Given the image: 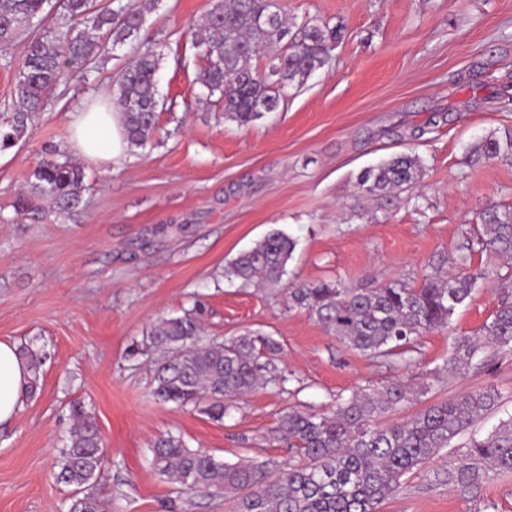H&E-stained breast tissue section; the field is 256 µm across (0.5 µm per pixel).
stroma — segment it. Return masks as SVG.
<instances>
[{"instance_id": "35a3bbf8", "label": "stroma", "mask_w": 512, "mask_h": 512, "mask_svg": "<svg viewBox=\"0 0 512 512\" xmlns=\"http://www.w3.org/2000/svg\"><path fill=\"white\" fill-rule=\"evenodd\" d=\"M280 2L288 17L343 24L346 37L278 111L241 127L196 101L203 60L191 31L210 0H159L144 29L165 45L158 128L145 147L85 162L82 210L33 221L13 203L46 148L70 147L71 112L111 98L136 42L105 49L88 79L75 75L56 89L26 143L0 151V342L42 359L36 393L0 427V512H68L75 488L59 479L58 459L74 400L96 419L106 450L100 490L112 512H166L178 497L185 512H228L223 500L180 494L155 471L158 436L229 462L284 463L294 452L271 434L281 412L330 410L338 394L395 373L419 395L392 420L490 388L501 398L474 431L487 434L512 414L511 353L487 349L485 365L462 376L442 370L455 336L477 331L497 306L499 275L511 264L496 254L473 255V267L493 278L478 283L447 328L418 337L412 366L396 372L289 309L286 291L224 276L228 261L274 229L297 242L291 284L417 282L437 266L455 274L450 261L480 232V210L512 209V165L466 162L473 146L512 127V111L500 107L512 95V0ZM404 153L423 164L412 194L386 209L357 199L362 170ZM197 302L206 338L258 331L276 339L285 390L258 388L221 422L158 402L150 358L132 349L159 317ZM452 448L404 476L380 512H472L430 480L451 464Z\"/></svg>"}]
</instances>
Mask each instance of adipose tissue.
Listing matches in <instances>:
<instances>
[{
  "label": "adipose tissue",
  "instance_id": "obj_1",
  "mask_svg": "<svg viewBox=\"0 0 512 512\" xmlns=\"http://www.w3.org/2000/svg\"><path fill=\"white\" fill-rule=\"evenodd\" d=\"M71 128L72 149L81 159L109 162L125 151V130L120 113L79 111L72 116ZM30 378L28 365L16 346L0 342V424L10 423L15 418Z\"/></svg>",
  "mask_w": 512,
  "mask_h": 512
}]
</instances>
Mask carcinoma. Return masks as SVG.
<instances>
[{"label": "carcinoma", "instance_id": "obj_1", "mask_svg": "<svg viewBox=\"0 0 512 512\" xmlns=\"http://www.w3.org/2000/svg\"><path fill=\"white\" fill-rule=\"evenodd\" d=\"M145 9L134 0H0V45L23 31L29 35L11 101L0 110V149L26 142L35 116L57 87L76 72L92 71L103 37L114 46L139 38ZM191 37L206 62L197 79L202 98L223 104L224 119L247 126L277 111L286 89L303 85L327 65L346 34L341 25L311 19L290 24L277 0H210ZM264 50L270 51L267 63L254 66L253 59ZM161 51L160 42L143 39L113 90L126 138L136 147L146 146L157 128ZM472 154L476 163L512 164V128L490 135ZM422 172L419 156H396L364 170L358 192L391 202L394 191L413 189ZM85 190L83 167L55 146L31 171L18 212L38 216L47 203L51 212L69 215L81 208ZM295 249L292 237L273 230L230 261L225 275L244 286L259 281L277 288L288 275ZM478 249L512 256V210L483 212L482 233L453 259L460 273L446 280L426 274L418 284L394 280L372 288H347L338 280L299 284L288 288V308L306 312L347 348L407 368L415 338L448 326L477 281L493 274L472 268ZM493 275L505 282L498 305L479 330L455 338L446 359L452 372L468 370L486 348L512 349V285L507 283L512 275ZM143 345L160 353L154 370L156 398L192 407L215 421L231 416L236 400L258 386L283 387L288 381L275 364L276 340L249 332L206 341L195 307L158 319ZM408 396L406 383L395 380L341 396L329 412L284 411L274 438L295 450V463L258 458L230 463L168 434L154 441L152 464L181 491L229 501L233 512H379L405 475L449 447L500 399L492 390L470 391L407 420L382 423ZM70 414L76 426L59 463V478L77 487L69 512H111V501L94 491L105 472L96 420L79 402L72 404ZM457 453V462L437 474V481L463 501L480 503L490 475L512 474V416L484 436L472 433Z\"/></svg>", "mask_w": 512, "mask_h": 512}]
</instances>
